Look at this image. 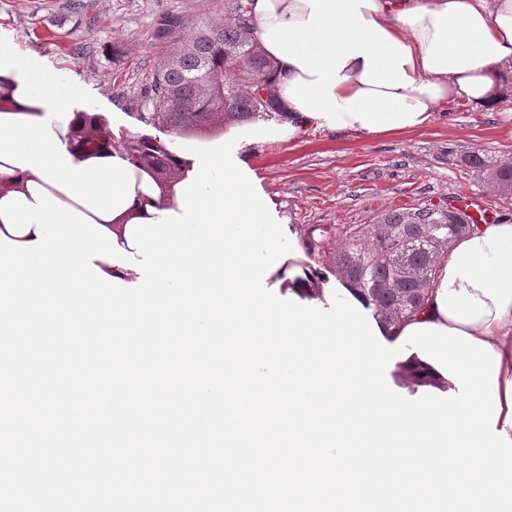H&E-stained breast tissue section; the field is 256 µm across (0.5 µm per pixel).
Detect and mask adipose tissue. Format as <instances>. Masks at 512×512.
<instances>
[{
	"mask_svg": "<svg viewBox=\"0 0 512 512\" xmlns=\"http://www.w3.org/2000/svg\"><path fill=\"white\" fill-rule=\"evenodd\" d=\"M254 36L276 59L284 120L367 138L430 125L443 107H489L512 78V0H252ZM78 85L0 40V199L37 183L116 234L150 210H178L176 185L192 159L175 157L162 180L131 161L112 123L111 146L88 151L77 134L95 123ZM300 299L317 285L290 258L271 272ZM458 329L500 354L496 427L512 436V219L478 225L441 256L429 298L411 322L380 324L396 343L409 323Z\"/></svg>",
	"mask_w": 512,
	"mask_h": 512,
	"instance_id": "1",
	"label": "adipose tissue"
}]
</instances>
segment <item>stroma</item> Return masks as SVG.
Here are the masks:
<instances>
[{
  "label": "stroma",
  "mask_w": 512,
  "mask_h": 512,
  "mask_svg": "<svg viewBox=\"0 0 512 512\" xmlns=\"http://www.w3.org/2000/svg\"><path fill=\"white\" fill-rule=\"evenodd\" d=\"M162 12L184 17L187 36L197 22L223 21L224 0H0V33L83 85L100 111L125 113L137 133L142 126L128 115L126 96L164 60L152 38ZM78 43L83 53H74ZM478 149L512 159V95L490 110L452 105L419 131L365 138L312 129L295 141L255 144L244 158L280 222L306 234L460 197L477 199L491 217H512V196L465 164Z\"/></svg>",
  "instance_id": "stroma-1"
}]
</instances>
